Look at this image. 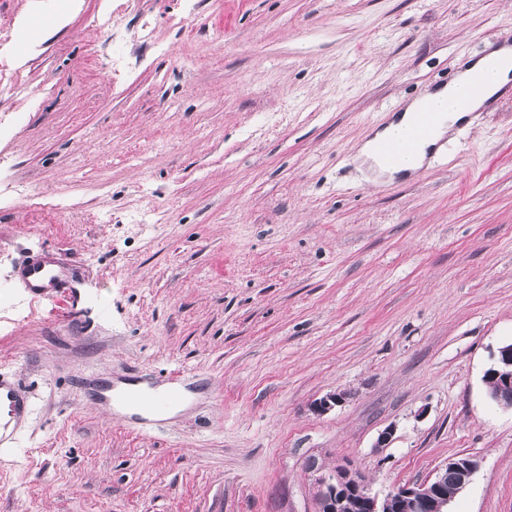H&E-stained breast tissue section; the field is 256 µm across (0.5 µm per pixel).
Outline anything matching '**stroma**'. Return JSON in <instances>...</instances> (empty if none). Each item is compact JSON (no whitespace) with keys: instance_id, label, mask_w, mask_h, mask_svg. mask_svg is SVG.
<instances>
[{"instance_id":"35a3bbf8","label":"stroma","mask_w":512,"mask_h":512,"mask_svg":"<svg viewBox=\"0 0 512 512\" xmlns=\"http://www.w3.org/2000/svg\"><path fill=\"white\" fill-rule=\"evenodd\" d=\"M43 15L0 46L24 89L0 97V374L31 403L0 512H315L338 463L381 495L460 454L482 467L451 512H512L483 381L512 342V99L411 181L356 162L512 43V0H0ZM27 253L71 288L30 292ZM175 373L197 402L137 429L79 384Z\"/></svg>"}]
</instances>
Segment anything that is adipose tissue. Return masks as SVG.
Instances as JSON below:
<instances>
[{
  "instance_id": "ef3b65f1",
  "label": "adipose tissue",
  "mask_w": 512,
  "mask_h": 512,
  "mask_svg": "<svg viewBox=\"0 0 512 512\" xmlns=\"http://www.w3.org/2000/svg\"><path fill=\"white\" fill-rule=\"evenodd\" d=\"M481 74L490 91H498L512 82V47L508 45L491 46L475 58L467 60L460 67L456 76L442 88L425 92L419 98L411 101L408 111H416L424 103H433L436 111L441 114V120L433 134V142H440L446 135L453 132L461 122L458 112L460 103L468 96L467 82L473 74Z\"/></svg>"
}]
</instances>
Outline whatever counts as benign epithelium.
Here are the masks:
<instances>
[{
  "instance_id": "benign-epithelium-1",
  "label": "benign epithelium",
  "mask_w": 512,
  "mask_h": 512,
  "mask_svg": "<svg viewBox=\"0 0 512 512\" xmlns=\"http://www.w3.org/2000/svg\"><path fill=\"white\" fill-rule=\"evenodd\" d=\"M484 374L489 396L512 408V343L499 347ZM480 468L472 455L456 456L423 483L394 486L383 496L371 493L365 475L349 465L317 479L316 512H448Z\"/></svg>"
}]
</instances>
